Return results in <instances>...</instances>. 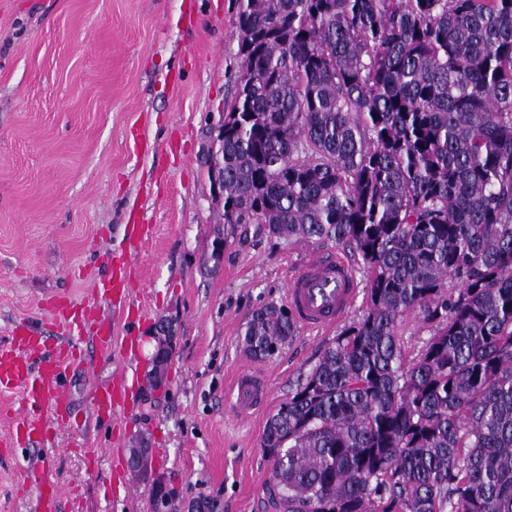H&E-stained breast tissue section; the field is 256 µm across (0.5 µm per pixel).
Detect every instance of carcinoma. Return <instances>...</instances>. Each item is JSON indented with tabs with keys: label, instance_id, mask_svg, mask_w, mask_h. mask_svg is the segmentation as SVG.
Here are the masks:
<instances>
[{
	"label": "carcinoma",
	"instance_id": "1",
	"mask_svg": "<svg viewBox=\"0 0 512 512\" xmlns=\"http://www.w3.org/2000/svg\"><path fill=\"white\" fill-rule=\"evenodd\" d=\"M235 26L224 223L346 244L366 274L266 422L269 508L512 512V0H238ZM295 330L265 305L245 350ZM429 333L423 329L417 320L412 316L408 317L401 327V336L404 341L406 356L414 357L422 345V340L428 337Z\"/></svg>",
	"mask_w": 512,
	"mask_h": 512
}]
</instances>
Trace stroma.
<instances>
[{
    "label": "stroma",
    "mask_w": 512,
    "mask_h": 512,
    "mask_svg": "<svg viewBox=\"0 0 512 512\" xmlns=\"http://www.w3.org/2000/svg\"><path fill=\"white\" fill-rule=\"evenodd\" d=\"M237 11V0H0V336L20 319L52 329L50 296L90 301V281L135 222L154 234L137 256L140 287L109 311L112 334L136 336L145 373L156 324L175 331L165 384L140 378L119 448L90 412L93 380L119 362L87 348L70 383L84 427L51 448L0 447V512H31L15 477L43 459L68 496L63 512H187L202 495L222 512H266L265 422L336 332L297 328L257 360L245 323L286 305L288 277L309 254L351 249L235 224L223 258L212 257L223 209L207 151L243 72ZM248 369L264 371L269 397L242 419L233 382ZM141 444L152 450L146 478L122 464Z\"/></svg>",
    "instance_id": "obj_1"
}]
</instances>
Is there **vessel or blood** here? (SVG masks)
<instances>
[{
    "mask_svg": "<svg viewBox=\"0 0 512 512\" xmlns=\"http://www.w3.org/2000/svg\"><path fill=\"white\" fill-rule=\"evenodd\" d=\"M135 268L130 258L110 266L108 274L94 282L93 298L84 303L56 295L48 304L57 327L39 331L26 321L12 324L0 337V392H18L22 404L12 430L0 446L46 447L56 435L74 425L70 417L71 394L68 380L72 369L83 360L82 341L91 337L103 354H118L121 367L112 378L98 386L91 401V413L108 424L117 416L135 410L128 370L137 360L133 338L116 343L108 323L98 320L100 301L125 304L133 293ZM359 292L352 261L344 254L320 252L299 265L286 288L288 306L304 329L327 330L350 311ZM237 408L241 414L261 408L267 399L265 376L257 370L242 373L237 381ZM23 482L35 489L33 512H61L64 493L54 469L45 463L24 474Z\"/></svg>",
    "mask_w": 512,
    "mask_h": 512,
    "instance_id": "vessel-or-blood-1",
    "label": "vessel or blood"
}]
</instances>
